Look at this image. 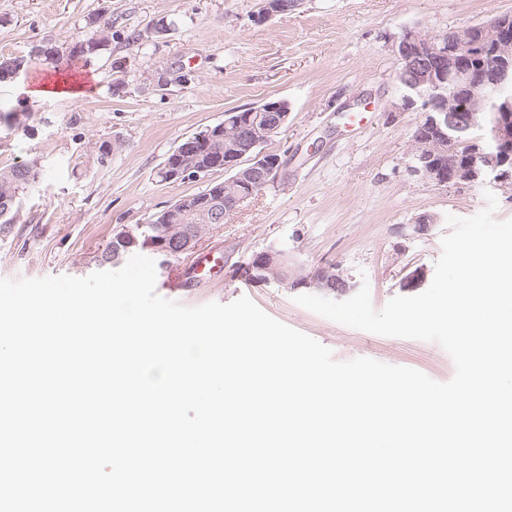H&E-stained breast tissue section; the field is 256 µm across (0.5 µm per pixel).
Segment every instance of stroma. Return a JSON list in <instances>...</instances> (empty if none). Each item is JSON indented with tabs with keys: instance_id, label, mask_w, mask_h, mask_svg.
<instances>
[{
	"instance_id": "1",
	"label": "stroma",
	"mask_w": 512,
	"mask_h": 512,
	"mask_svg": "<svg viewBox=\"0 0 512 512\" xmlns=\"http://www.w3.org/2000/svg\"><path fill=\"white\" fill-rule=\"evenodd\" d=\"M263 0H0V56L33 44L96 38L74 59L93 84L80 100L31 97L46 79L42 61L0 83V168L37 160L38 188L26 193L9 232L0 233V278L84 277L123 229L149 223L210 179L169 182L160 171L186 138L225 112L270 100L291 106L288 125L264 145L282 167L268 188L212 225L194 246L157 269L156 291L186 306L249 297L265 313L330 348L336 360L368 357L445 382L455 372L437 343L350 328L296 304L299 291L274 283L242 286L239 270L285 248L307 271L337 265L368 284L374 309L405 295L404 276L433 269L447 215L469 217L484 191L449 187L412 171L419 110L399 106L393 52L404 30L430 35L512 13V0H300L259 19ZM104 25L89 26L90 16ZM119 141L99 164L95 144ZM438 219L427 234L417 218ZM212 255L204 273L197 262ZM178 280L176 290L165 281Z\"/></svg>"
}]
</instances>
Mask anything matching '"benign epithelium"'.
<instances>
[{
	"label": "benign epithelium",
	"mask_w": 512,
	"mask_h": 512,
	"mask_svg": "<svg viewBox=\"0 0 512 512\" xmlns=\"http://www.w3.org/2000/svg\"><path fill=\"white\" fill-rule=\"evenodd\" d=\"M299 0H266L261 16L286 14ZM47 42L36 44L29 57L0 60L18 78L25 65L39 57ZM399 64L402 107L424 112L425 133L413 139V171L438 185L488 188L512 192V14H500L483 24L452 30L438 38L406 29L394 49ZM252 114L232 119L234 129L224 136L217 128L212 140L224 141L214 154V168L233 173L225 183L224 206L215 203L184 204L159 220L138 226L145 247L158 253L169 252L168 243H179L185 250L191 234L202 236L214 223L238 209L247 197L236 188L244 182L249 188L274 179L279 160L259 152L257 126L273 133L291 112L286 100L267 101ZM184 148L175 151L167 165L170 181L197 178L199 174L184 161ZM194 222L193 232L183 224ZM264 283L281 286L301 285L326 294H346L353 284L335 265L314 273L305 272L285 250L266 253L261 268Z\"/></svg>",
	"instance_id": "1"
}]
</instances>
